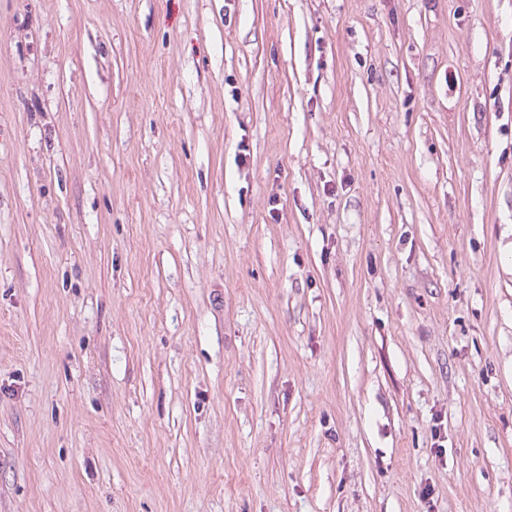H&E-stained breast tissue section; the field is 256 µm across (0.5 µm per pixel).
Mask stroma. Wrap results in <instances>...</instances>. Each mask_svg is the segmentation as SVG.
<instances>
[{
	"label": "stroma",
	"mask_w": 512,
	"mask_h": 512,
	"mask_svg": "<svg viewBox=\"0 0 512 512\" xmlns=\"http://www.w3.org/2000/svg\"><path fill=\"white\" fill-rule=\"evenodd\" d=\"M0 512H512V0H0Z\"/></svg>",
	"instance_id": "1"
}]
</instances>
